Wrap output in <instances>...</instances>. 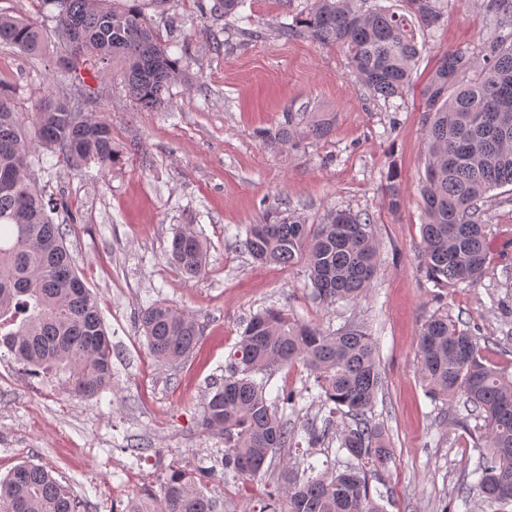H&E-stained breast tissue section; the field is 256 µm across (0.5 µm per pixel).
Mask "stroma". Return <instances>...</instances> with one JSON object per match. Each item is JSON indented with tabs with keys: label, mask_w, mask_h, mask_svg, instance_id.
Returning <instances> with one entry per match:
<instances>
[{
	"label": "stroma",
	"mask_w": 512,
	"mask_h": 512,
	"mask_svg": "<svg viewBox=\"0 0 512 512\" xmlns=\"http://www.w3.org/2000/svg\"><path fill=\"white\" fill-rule=\"evenodd\" d=\"M251 20L226 25L223 11L200 15L195 0H171L159 19L161 43L178 58L180 79L165 109L144 112L125 92L117 70L86 63L81 82L112 122L118 150L107 171H74L48 157L37 171L46 194L66 199L56 211L78 272L98 299L112 340L116 379L98 397H71L61 383L0 357V477L28 461L51 470L90 512H121L129 499L158 490L173 471H198L223 447L204 431V396L224 379V366L249 318L280 307L327 331L361 326L377 345L383 386L370 414L386 432L392 456L371 473L386 512H512L480 497L461 501L479 456V420L463 406L431 402L415 358L422 324L445 313L476 328L488 361L512 367V186L489 194L491 255L476 288H434L419 264L424 174V105L420 95L438 58L451 50L480 52L489 27L487 0H443V18L418 33L423 45L413 86L397 107L373 97L350 73L346 53L308 35L282 38L273 28L306 0H250ZM0 10L42 24L50 36L41 55L0 45V85L18 111H33L55 81L60 45L48 0H0ZM290 112H332L325 139L295 147L266 144L257 130L276 128ZM396 174L401 206L390 210L381 187ZM293 210L316 224L350 210L369 218L379 246L377 275L359 301L327 307L314 300L301 266L256 263L236 235L272 211ZM79 216L69 223V212ZM191 226L208 249L193 281L166 260L175 231ZM163 301L198 322L201 338L184 360L163 365L148 352L137 316ZM147 445L143 456L131 448ZM337 441L277 450L253 480L204 479L218 512H247L284 485L282 463L343 465Z\"/></svg>",
	"instance_id": "stroma-1"
}]
</instances>
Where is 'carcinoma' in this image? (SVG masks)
Instances as JSON below:
<instances>
[{
	"instance_id": "1",
	"label": "carcinoma",
	"mask_w": 512,
	"mask_h": 512,
	"mask_svg": "<svg viewBox=\"0 0 512 512\" xmlns=\"http://www.w3.org/2000/svg\"><path fill=\"white\" fill-rule=\"evenodd\" d=\"M55 31L77 34L60 42L56 81L68 82L88 55L103 68L119 67L131 98L146 111L167 102L181 74L145 13L114 0H52ZM365 0H311L305 12L279 33H305L320 44L346 50L355 79L389 102L403 96L421 49L415 27L431 30L443 16L440 0H403L406 14L366 9ZM490 24L480 57L452 50L438 62L421 89L425 108V176L421 187L420 268L426 281L448 289L477 285L484 273L490 239L484 220L487 195L512 186V0H490ZM45 43L39 26L0 13V44L38 55ZM86 97L45 95L35 111H16L0 85V349L35 371L68 374L71 393L91 399L112 387V342L97 299L76 272L65 245V229L49 213L66 208L37 187L36 148L58 155L78 170L94 162L105 171L117 158L112 123L103 112H87ZM331 112H289L280 126L258 133L264 142L292 146L331 132ZM241 244L261 263L303 265L314 298L329 307L362 298L377 274L378 246L372 225L350 211L331 213L320 224L273 212L263 224L245 228ZM168 258L186 280L206 264V247L192 231L171 240ZM139 328L152 356L174 363L199 344L196 320L156 301L141 310ZM300 363L314 378L330 412L347 410L351 422L307 429L315 448L335 437L347 455L343 468L316 471L286 461L285 491L276 488L252 512H385L369 483V472L391 458L382 429L369 420L382 387L376 345L355 325L328 333L316 324L269 308L254 314L230 355L228 376L206 396L201 426L224 437V448L202 467V475L251 478L279 448L294 446L286 411L303 395L279 392L253 375L274 365ZM418 374L434 402L463 404L483 420L475 447V486L488 499L512 504V373L489 362L478 336L446 315L421 327ZM85 505L44 467L15 466L0 480V512H83ZM124 512H216L194 477L175 471L159 492L134 498Z\"/></svg>"
}]
</instances>
